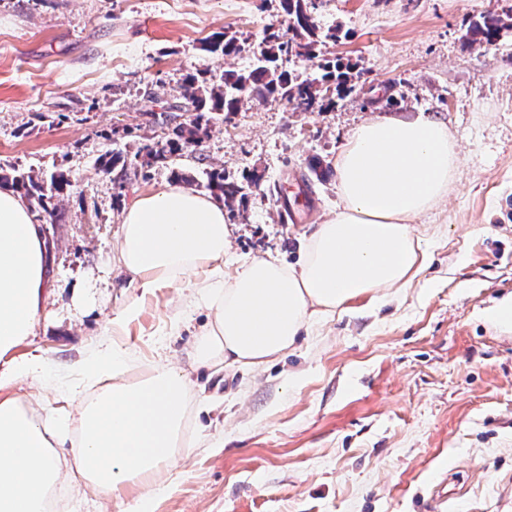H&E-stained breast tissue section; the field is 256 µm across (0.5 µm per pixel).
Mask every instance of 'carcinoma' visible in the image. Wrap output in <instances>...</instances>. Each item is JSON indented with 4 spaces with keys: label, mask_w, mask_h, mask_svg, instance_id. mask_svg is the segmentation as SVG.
Masks as SVG:
<instances>
[{
    "label": "carcinoma",
    "mask_w": 512,
    "mask_h": 512,
    "mask_svg": "<svg viewBox=\"0 0 512 512\" xmlns=\"http://www.w3.org/2000/svg\"><path fill=\"white\" fill-rule=\"evenodd\" d=\"M288 16V39L271 33L265 38V47L255 54L251 66L246 70L226 69L220 74L205 77V73L186 75L183 84V105L171 104L162 108L163 124L171 129L165 140H147L135 153L140 166L151 167L163 164L175 154L200 145L209 137L216 115H230L252 100H281L300 112H312L334 104L333 95L348 90L356 65L339 60L317 65L321 74L301 78L286 70L283 63L292 59L312 62L317 59V45L321 32L316 17L309 9V0H281ZM512 28V6L499 12L482 11L467 27L463 38L469 43L498 40L500 32ZM244 50L237 34L226 29L216 33L206 44V51L216 56L237 55ZM190 112L191 118L179 121L180 113ZM105 171L115 173L113 181L125 189L130 181L127 163L121 156L112 157ZM0 182L12 185L41 209H47V201L58 196L71 181L64 172H58L46 181L30 173L14 171L0 175ZM259 176L253 174L247 185L227 180L224 172L212 170L206 173L205 188L227 204H244L245 188L256 186Z\"/></svg>",
    "instance_id": "carcinoma-1"
}]
</instances>
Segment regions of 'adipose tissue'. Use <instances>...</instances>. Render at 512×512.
Returning <instances> with one entry per match:
<instances>
[{"label":"adipose tissue","instance_id":"1","mask_svg":"<svg viewBox=\"0 0 512 512\" xmlns=\"http://www.w3.org/2000/svg\"><path fill=\"white\" fill-rule=\"evenodd\" d=\"M460 163L447 125L386 118L355 126L335 161L340 202L316 225L289 265L253 258L225 275L231 232L211 193L177 183L139 198L122 216L114 258L142 291L189 288L209 321L195 364L261 369L295 348L314 323L364 296L408 286L425 252L413 223L447 195ZM47 252L26 199L0 187V512H49L73 478L106 495L129 485L141 493L125 512H152L169 491L160 475L189 445L183 437L187 376L181 362L157 363L137 384L122 382L119 347L81 364L83 379H111L92 398L37 356L9 358L33 336L45 301ZM66 392L69 409L33 410L11 391L18 379ZM68 448V460L57 451Z\"/></svg>","mask_w":512,"mask_h":512}]
</instances>
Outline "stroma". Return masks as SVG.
<instances>
[{"mask_svg":"<svg viewBox=\"0 0 512 512\" xmlns=\"http://www.w3.org/2000/svg\"><path fill=\"white\" fill-rule=\"evenodd\" d=\"M504 5L318 0L319 27L336 33L319 58L356 63L350 92L314 112L245 105L120 191L103 161L165 137L148 97L178 104L187 74L248 69L265 37L287 30L279 0H0V169L72 182L32 210L53 279L13 357L72 372L114 343L130 383L164 358L185 361L193 451L163 472L171 491L153 512H512V334L486 317L512 293V28L492 44L463 38L476 14ZM227 28L248 51L208 53ZM420 114L447 123L462 164L415 223L429 261L409 286L350 302L259 373L188 363L206 314L186 288H155L120 336L105 329L135 294L112 261L122 215L173 172L261 175L245 205L225 210L224 271L293 263L336 210L334 162L351 129ZM136 495L75 482L58 512H125Z\"/></svg>","mask_w":512,"mask_h":512,"instance_id":"stroma-1","label":"stroma"}]
</instances>
